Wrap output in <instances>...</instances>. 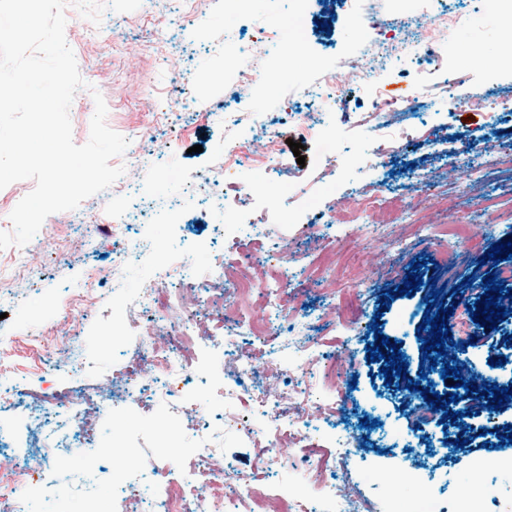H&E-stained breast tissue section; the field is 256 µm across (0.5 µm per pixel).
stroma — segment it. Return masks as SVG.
I'll list each match as a JSON object with an SVG mask.
<instances>
[{
    "mask_svg": "<svg viewBox=\"0 0 512 512\" xmlns=\"http://www.w3.org/2000/svg\"><path fill=\"white\" fill-rule=\"evenodd\" d=\"M290 8V0H263L238 21L228 41L225 0H142L129 13L105 11L97 24L66 6L65 37L85 82L70 107L73 141H88L98 93L108 108V127L129 146L112 160L125 173L108 189L48 216L28 245L0 250V347L8 351L15 392L0 401V423L10 429L0 452L43 461V491L29 512H84L90 500L98 512H113L112 461L102 450L124 437L137 445L140 473L154 477L141 485L143 498L157 484L187 486L201 471L197 438L180 435L173 454L157 446V434L174 418L168 404L155 400L146 409L120 399L123 373L138 367L132 338L143 321L127 314L126 305L141 289L177 288L165 274L167 254L187 265L190 280L211 282L208 307H174L154 334L162 338L177 329L188 336L182 367L208 378L197 388V411L210 424L220 450L215 462L229 485L272 484L313 503L345 490L365 496L369 512H407L418 499H453L455 489L478 476L492 502H512V469L500 472L493 465L512 457V448L488 447L479 439L446 453L439 421L417 423L406 392L386 385L367 349L380 332L419 366L418 327L433 285L443 286L440 298L447 304L482 299L484 279L496 269L484 254L493 243L512 240V110L491 112L472 102L512 101V71L490 52L472 59L435 51L426 78L428 109L380 127L369 116L373 88L347 86L330 103L320 77L325 71L344 75L370 53V45L356 37L355 17H404L405 0H310L304 49L279 72L276 91L238 82L226 71V60L260 64L262 56L249 53V46L266 28H287ZM426 9L436 18L453 16L465 40L490 48L501 36L486 0H428ZM475 12L483 15L476 26L469 21ZM328 16L333 24L325 30ZM300 84L311 96L297 93ZM228 106L238 120L231 139L247 145L257 127H266L274 156L287 159L285 196L246 194L253 168L225 169ZM323 130L343 152L365 154L382 139L396 150L343 167L323 154ZM485 140L489 152L474 156V145ZM293 141L302 144L300 154L290 149ZM465 157L474 158L480 176L458 187L449 168ZM371 194L408 206V220L332 222L340 207H356ZM118 210L127 222L117 227L112 215ZM441 224L468 225V243L441 238ZM118 241L142 251L116 272L110 254ZM256 242L287 270L280 288L284 307L262 339L239 333L222 313L231 290L221 266L231 261L233 246ZM414 262L422 286L409 296L397 293ZM64 299L70 303L65 317L59 309ZM509 335L512 319L500 323L492 342L475 328L466 336L455 332L454 353L485 365L496 340ZM250 350L258 358L248 378L270 390L281 412H288L300 389L312 394L315 415L302 441H274L269 414L228 399L239 377L236 359ZM332 358L340 374L329 385L322 368ZM96 390L116 397L108 413L98 412ZM70 392L83 393V400L47 410V402ZM370 410L378 423L362 427ZM70 413L89 418L97 438L68 455L54 445ZM270 442L277 449L263 456L261 447ZM310 455L326 460L332 477L325 484L305 475L302 463ZM408 464L429 467L428 477L405 497L385 498L373 476Z\"/></svg>",
    "mask_w": 512,
    "mask_h": 512,
    "instance_id": "1",
    "label": "stroma"
}]
</instances>
